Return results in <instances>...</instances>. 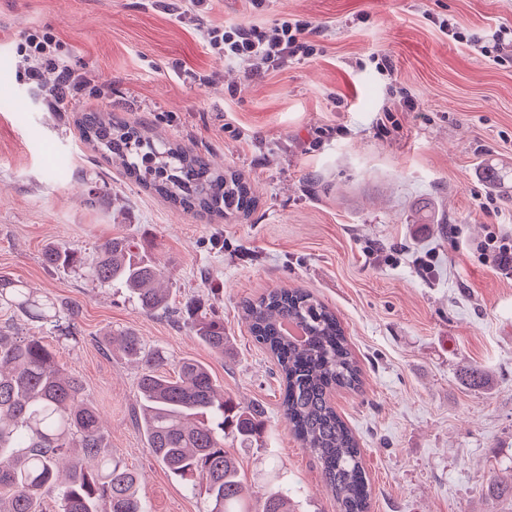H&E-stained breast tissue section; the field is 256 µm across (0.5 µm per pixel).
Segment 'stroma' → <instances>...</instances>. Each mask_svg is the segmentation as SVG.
<instances>
[{"instance_id":"obj_1","label":"stroma","mask_w":512,"mask_h":512,"mask_svg":"<svg viewBox=\"0 0 512 512\" xmlns=\"http://www.w3.org/2000/svg\"><path fill=\"white\" fill-rule=\"evenodd\" d=\"M0 0V274L79 303L80 333L0 311V327L43 337L78 377L136 470L146 512H207L171 477L138 428L140 367L106 352L105 332L206 364L226 395L263 411V447L229 443L260 512L290 492L296 512H338L313 455L289 432L273 358L252 340L244 300L304 288L336 311L363 371L335 392L373 487L371 512H512V278L477 249L491 225L512 232V61L483 57L495 28H512V0ZM317 26L313 57L251 75L211 51L205 27ZM448 20L453 35L438 28ZM52 33L72 71L63 102L32 80L18 45ZM390 70L377 66L378 54ZM413 107H405V99ZM109 112L205 154L248 179V216L176 208L87 145L76 119ZM487 202L481 211L478 201ZM457 225L448 234L447 225ZM129 236L158 260L173 315H149L125 293L47 268L43 248L93 250ZM430 256L424 271L417 257ZM223 320L225 355L202 346L175 314L187 299ZM490 382L474 386L468 368Z\"/></svg>"}]
</instances>
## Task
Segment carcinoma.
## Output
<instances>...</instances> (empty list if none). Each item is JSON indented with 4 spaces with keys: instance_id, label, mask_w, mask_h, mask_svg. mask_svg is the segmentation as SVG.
Returning a JSON list of instances; mask_svg holds the SVG:
<instances>
[{
    "instance_id": "cac0c4a2",
    "label": "carcinoma",
    "mask_w": 512,
    "mask_h": 512,
    "mask_svg": "<svg viewBox=\"0 0 512 512\" xmlns=\"http://www.w3.org/2000/svg\"><path fill=\"white\" fill-rule=\"evenodd\" d=\"M80 126L94 150L175 207L224 218L244 216L255 206L238 173L213 167L202 154L108 113L88 112ZM43 262L52 269H83L101 288L125 289L143 312L169 314L170 290L161 285L160 264L135 253L124 237L105 240L89 256L52 242ZM0 308L50 324L63 336L80 333L79 304L63 306L18 278L0 275ZM185 309L184 327L212 352L224 354V323L192 301ZM242 313L254 341L276 361L284 418L317 461L339 512H370L362 449L332 402L333 392L362 385L361 367L336 313L301 288L271 289L244 301ZM286 321L298 323L305 338L285 335ZM106 341L119 342L118 351L141 365L138 419L154 457L175 478L199 488L207 512H252L224 440L262 447L263 411L224 395L209 369L194 359H180L172 375L164 351L147 348L136 334H109ZM47 500L54 512H145L137 476L112 456L80 380L59 367L41 337L0 330V512H42ZM261 512H294L288 491L268 492Z\"/></svg>"
}]
</instances>
